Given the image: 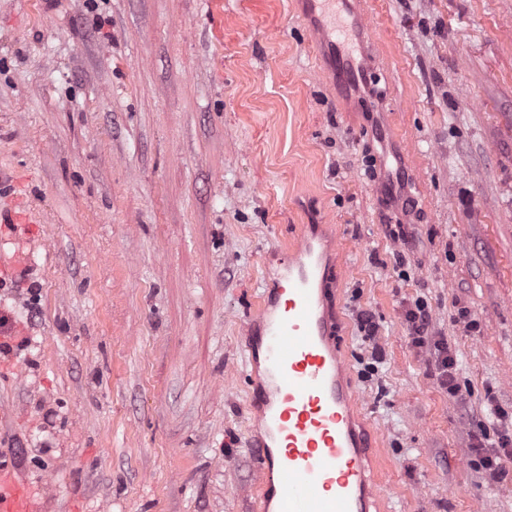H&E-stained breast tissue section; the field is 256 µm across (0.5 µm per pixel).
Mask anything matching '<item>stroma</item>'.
<instances>
[{
	"instance_id": "1",
	"label": "stroma",
	"mask_w": 512,
	"mask_h": 512,
	"mask_svg": "<svg viewBox=\"0 0 512 512\" xmlns=\"http://www.w3.org/2000/svg\"><path fill=\"white\" fill-rule=\"evenodd\" d=\"M368 8L365 105L294 0H0V213L29 218L0 236V337L29 340L0 354V460L46 512H260L246 326L306 224L338 240L383 512H512V456L495 480L470 451L512 412V0ZM419 297L464 401L411 343ZM357 322L359 331L363 333V340L369 345H372V350L374 352V362L381 363L380 358L376 356V352L379 348L378 325L372 320L371 315L364 311L358 313Z\"/></svg>"
}]
</instances>
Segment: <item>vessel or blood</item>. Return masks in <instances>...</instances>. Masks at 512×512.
<instances>
[{
    "instance_id": "vessel-or-blood-1",
    "label": "vessel or blood",
    "mask_w": 512,
    "mask_h": 512,
    "mask_svg": "<svg viewBox=\"0 0 512 512\" xmlns=\"http://www.w3.org/2000/svg\"><path fill=\"white\" fill-rule=\"evenodd\" d=\"M310 19L322 74L344 92L379 76L366 0H299ZM326 237L302 227L284 250L273 288L260 297L248 333L262 354L253 395L265 431L256 442L264 512H369L376 480L368 441L355 427L338 338L336 280ZM0 512H44L24 480L0 461Z\"/></svg>"
}]
</instances>
